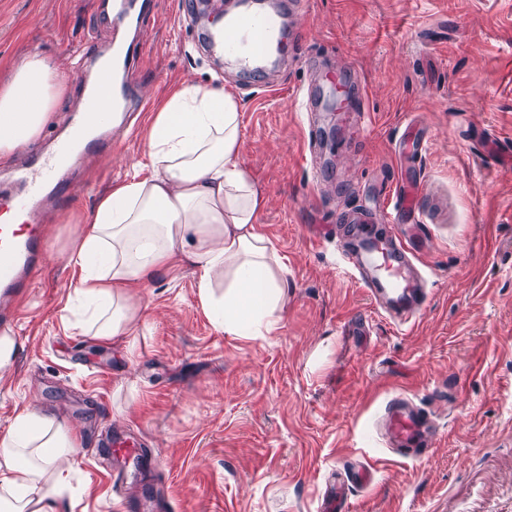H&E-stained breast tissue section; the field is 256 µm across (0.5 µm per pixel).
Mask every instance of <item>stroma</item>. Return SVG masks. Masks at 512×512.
Here are the masks:
<instances>
[{"label":"stroma","mask_w":512,"mask_h":512,"mask_svg":"<svg viewBox=\"0 0 512 512\" xmlns=\"http://www.w3.org/2000/svg\"><path fill=\"white\" fill-rule=\"evenodd\" d=\"M114 0H0V79L36 50L80 75L41 136L0 163L50 157L112 50ZM198 0H158L132 23L141 62L124 69L136 111L68 173L72 192L44 203L49 261L20 304L16 353L0 379V435L25 407L59 417L76 439L64 512H126L152 489L158 512H318L326 483L353 461L373 483L345 512H512V0H307L288 16L301 39L286 62L245 79L201 46ZM347 65L352 139L320 72ZM223 86L239 104L238 161L262 190L263 229L288 267L278 329L252 340L218 332L191 267L132 289L134 351L64 316L80 271L73 235L143 159L158 103L183 82ZM423 139L416 171L423 235L412 262L428 289L422 318L399 327L352 280L336 238L315 227L383 217L400 175L407 121ZM408 396L430 417L418 459L378 430ZM124 433L150 463L121 473L98 453Z\"/></svg>","instance_id":"1"}]
</instances>
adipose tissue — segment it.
I'll list each match as a JSON object with an SVG mask.
<instances>
[{
    "label": "adipose tissue",
    "instance_id": "obj_1",
    "mask_svg": "<svg viewBox=\"0 0 512 512\" xmlns=\"http://www.w3.org/2000/svg\"><path fill=\"white\" fill-rule=\"evenodd\" d=\"M70 85V73L40 53L22 57L0 81V160L39 137ZM241 138L223 87L184 83L162 102L146 133V176L114 185L71 244L82 271L74 294L91 308L84 327L93 336L135 345L130 288L181 265L194 268L217 331L249 340L277 329L288 268L261 230V191L237 161ZM73 448L55 416L17 413L0 436V512H56L59 468Z\"/></svg>",
    "mask_w": 512,
    "mask_h": 512
}]
</instances>
